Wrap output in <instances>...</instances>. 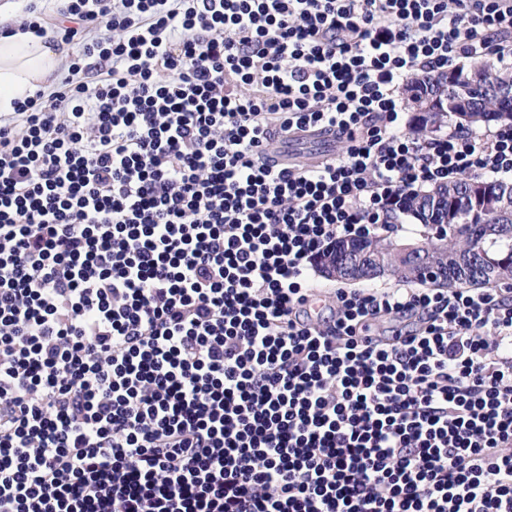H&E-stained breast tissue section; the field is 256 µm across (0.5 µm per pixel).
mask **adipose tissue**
Here are the masks:
<instances>
[{
	"instance_id": "1",
	"label": "adipose tissue",
	"mask_w": 512,
	"mask_h": 512,
	"mask_svg": "<svg viewBox=\"0 0 512 512\" xmlns=\"http://www.w3.org/2000/svg\"><path fill=\"white\" fill-rule=\"evenodd\" d=\"M64 50L47 37L21 31L12 21V5H0V113L13 109L55 73L64 60Z\"/></svg>"
}]
</instances>
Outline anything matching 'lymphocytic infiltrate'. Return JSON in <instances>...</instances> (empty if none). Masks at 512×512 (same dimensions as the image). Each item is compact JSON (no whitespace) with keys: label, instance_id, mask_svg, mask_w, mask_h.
<instances>
[{"label":"lymphocytic infiltrate","instance_id":"1","mask_svg":"<svg viewBox=\"0 0 512 512\" xmlns=\"http://www.w3.org/2000/svg\"><path fill=\"white\" fill-rule=\"evenodd\" d=\"M69 75L0 114V512H512V289L330 288L512 122L400 90L512 60V0H68ZM336 128L318 165L280 132ZM412 330L381 336L383 318Z\"/></svg>","mask_w":512,"mask_h":512}]
</instances>
